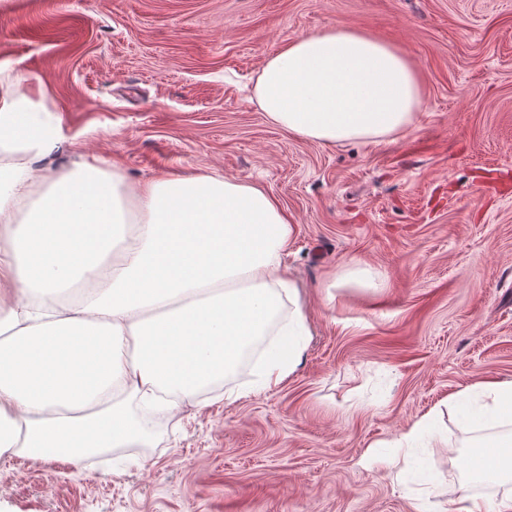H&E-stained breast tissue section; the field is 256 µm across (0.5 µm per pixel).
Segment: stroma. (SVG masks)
Listing matches in <instances>:
<instances>
[{"instance_id":"35a3bbf8","label":"stroma","mask_w":512,"mask_h":512,"mask_svg":"<svg viewBox=\"0 0 512 512\" xmlns=\"http://www.w3.org/2000/svg\"><path fill=\"white\" fill-rule=\"evenodd\" d=\"M400 46L404 136L322 145L246 100L263 58L330 25ZM39 76L79 154L128 182L217 170L295 224L310 340L277 387L153 421L77 464L0 457V512H451L484 430L446 404L512 379V0H0V80ZM377 285L341 281L350 260ZM439 432L397 442L424 415Z\"/></svg>"}]
</instances>
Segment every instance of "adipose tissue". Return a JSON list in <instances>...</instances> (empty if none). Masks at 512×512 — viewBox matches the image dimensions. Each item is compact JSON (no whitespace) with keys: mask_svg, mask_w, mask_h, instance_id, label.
I'll use <instances>...</instances> for the list:
<instances>
[{"mask_svg":"<svg viewBox=\"0 0 512 512\" xmlns=\"http://www.w3.org/2000/svg\"><path fill=\"white\" fill-rule=\"evenodd\" d=\"M251 105L296 138L406 135L421 77L397 45L354 28L266 56ZM68 139L43 82L0 91V455L74 463L146 443V410L176 417L265 342L252 390L278 386L308 345L284 259L295 227L263 186L210 171L129 185ZM460 423L512 421V381L449 399ZM473 478L512 476V443L481 439Z\"/></svg>","mask_w":512,"mask_h":512,"instance_id":"adipose-tissue-1","label":"adipose tissue"}]
</instances>
